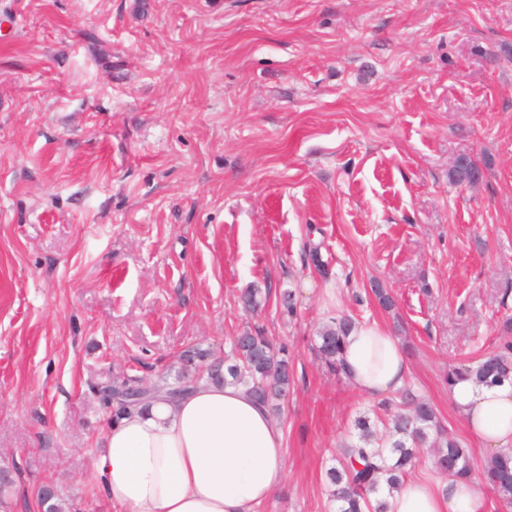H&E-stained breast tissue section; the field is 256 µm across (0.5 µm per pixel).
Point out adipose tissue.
Wrapping results in <instances>:
<instances>
[{
	"label": "adipose tissue",
	"mask_w": 512,
	"mask_h": 512,
	"mask_svg": "<svg viewBox=\"0 0 512 512\" xmlns=\"http://www.w3.org/2000/svg\"><path fill=\"white\" fill-rule=\"evenodd\" d=\"M351 384L364 396L398 391L409 376L401 343L377 322L345 339ZM448 396L491 453L512 452V382L453 381ZM98 460L102 495L118 512H256L285 477L283 435L245 387L203 381L160 395L109 423ZM388 512H484L474 482L408 480Z\"/></svg>",
	"instance_id": "ef3b65f1"
}]
</instances>
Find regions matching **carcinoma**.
<instances>
[{
    "label": "carcinoma",
    "instance_id": "obj_1",
    "mask_svg": "<svg viewBox=\"0 0 512 512\" xmlns=\"http://www.w3.org/2000/svg\"><path fill=\"white\" fill-rule=\"evenodd\" d=\"M482 173L467 157L459 158L451 179L457 184L470 181L471 173ZM353 321L334 319L323 325L313 350L325 369L340 380L347 379L343 349ZM231 349L224 358L212 357L211 351L198 346L187 348L179 356L180 368L174 381L163 377L156 386L144 390L145 405L157 394L184 383L202 380L233 381L247 388L271 411L279 410L288 396L293 376L288 352L267 336L264 328L246 327L230 340ZM224 374H219V368ZM470 378L475 383L496 384L512 378V343L488 351L478 359L448 368L447 381ZM398 410L389 418L391 431L375 436L366 420H358V441L346 444L343 461L327 470L329 502L336 512H386L385 503L372 499L383 488H398L420 462L423 448L431 449L432 467L440 474L460 481L477 477L512 509V455L496 454L477 463L460 441L448 438L434 406L406 392Z\"/></svg>",
    "mask_w": 512,
    "mask_h": 512
}]
</instances>
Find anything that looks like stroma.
Returning <instances> with one entry per match:
<instances>
[{
    "label": "stroma",
    "instance_id": "stroma-1",
    "mask_svg": "<svg viewBox=\"0 0 512 512\" xmlns=\"http://www.w3.org/2000/svg\"><path fill=\"white\" fill-rule=\"evenodd\" d=\"M463 156L475 186L450 179ZM341 315L397 336L406 389L483 460L445 375L512 318V0H0L12 512H44L46 484L63 512H114L104 391L254 323L293 372L260 512H330L327 469L381 414L311 350Z\"/></svg>",
    "mask_w": 512,
    "mask_h": 512
}]
</instances>
